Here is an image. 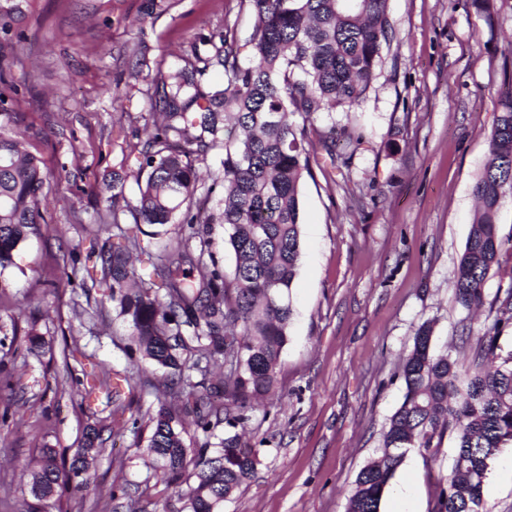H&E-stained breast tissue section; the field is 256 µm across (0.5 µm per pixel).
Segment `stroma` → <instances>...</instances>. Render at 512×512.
Instances as JSON below:
<instances>
[{
    "mask_svg": "<svg viewBox=\"0 0 512 512\" xmlns=\"http://www.w3.org/2000/svg\"><path fill=\"white\" fill-rule=\"evenodd\" d=\"M20 35L5 92L27 148L50 174L46 222L0 273V512H185L180 488L152 466L132 421L147 425L165 400V369L135 351L109 291L80 288L76 254L106 240L96 213L112 175L135 197L137 156L147 137L151 68L170 70L200 37L231 27L242 64L253 54L252 13L240 0H19ZM493 22L472 0H389L390 46L359 111L317 112L311 139L335 134L343 163L310 161L301 189V261L294 314L276 384L246 411L258 453L250 480L223 512H346L358 472L374 460L404 394L403 355L422 324L435 353L469 362L488 308L467 315L452 271L467 240L473 185L485 163L499 96L512 75V0H494ZM365 143L351 149L342 129ZM503 245L486 298L512 289V201L498 220ZM38 336L41 347L32 349ZM129 370L132 405L110 415L83 402L67 373ZM107 441L83 500L39 501L28 489L42 448L71 458L88 426ZM455 456L410 451L381 512H433ZM484 512H512V451L490 465Z\"/></svg>",
    "mask_w": 512,
    "mask_h": 512,
    "instance_id": "stroma-1",
    "label": "stroma"
}]
</instances>
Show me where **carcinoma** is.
Masks as SVG:
<instances>
[{"mask_svg":"<svg viewBox=\"0 0 512 512\" xmlns=\"http://www.w3.org/2000/svg\"><path fill=\"white\" fill-rule=\"evenodd\" d=\"M256 18L254 61L244 67L229 29L200 38L181 57L183 66L157 71L149 98L153 132L139 151L145 175L135 201L117 189L98 214L100 229L114 244H93L85 263L101 272L112 308L133 328L143 356L173 370L167 388L179 405H160L150 416L146 450L161 478L180 484L190 478L188 512H221L253 475L257 452L238 428L251 401L270 392L293 316L290 291L300 258L301 186L310 172L314 145L307 123L315 112H356L382 62L392 32L388 0H240ZM18 6L0 5V84H8L7 53ZM210 68L224 72V85L204 79ZM11 103L0 92V272L14 265L17 248L46 223L42 201L48 175L43 159L26 149V133L12 127ZM224 150L223 208L219 215L197 210L201 174L197 164ZM477 199L464 251L452 272L456 301L467 311L485 302L484 283L502 245L497 217L512 197V91L501 96L488 138L483 169L473 185ZM129 213L134 223L123 225ZM199 238L198 255L181 245L165 247V261L139 271L132 253L141 251V225L172 224ZM222 224L234 255L231 274L209 269L210 241L201 224ZM199 272V279L184 265ZM495 313L477 337L465 367L431 349L432 329L422 325L404 357L403 400L383 433L379 459L357 475L347 512H380L384 493L409 450L429 455L443 438L456 456L434 512H483L490 462L512 445V350L502 353L512 328V290L488 302ZM224 358L228 374L205 395L211 361ZM201 376L194 380L193 374ZM83 398L98 392L124 409L110 376L82 372L74 378ZM194 415L195 431L208 436L224 424L218 448H189L183 415ZM101 432L91 429L71 461L44 448L31 474L38 499L81 496L90 490V459Z\"/></svg>","mask_w":512,"mask_h":512,"instance_id":"cac0c4a2","label":"carcinoma"}]
</instances>
